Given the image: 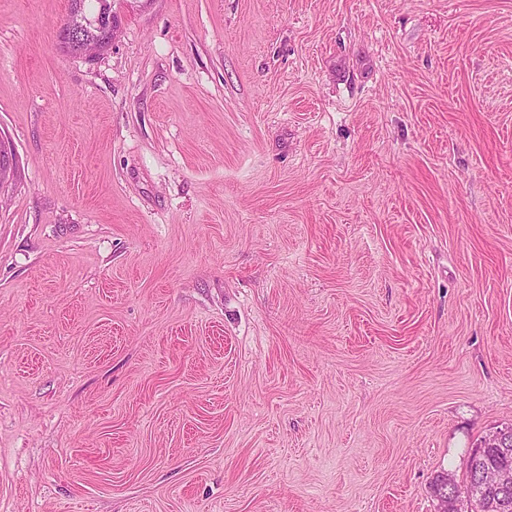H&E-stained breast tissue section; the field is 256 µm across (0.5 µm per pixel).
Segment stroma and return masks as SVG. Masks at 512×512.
Instances as JSON below:
<instances>
[{
    "instance_id": "stroma-1",
    "label": "stroma",
    "mask_w": 512,
    "mask_h": 512,
    "mask_svg": "<svg viewBox=\"0 0 512 512\" xmlns=\"http://www.w3.org/2000/svg\"><path fill=\"white\" fill-rule=\"evenodd\" d=\"M0 0V512H437L512 423V0ZM113 1L116 0H69L70 5L68 12L81 10L89 13H77L68 16L65 18V22L60 24L58 34H60L61 37L73 38L75 34L84 31L74 42H66L59 39L60 44L64 47L63 49L69 53H81V48L86 41L99 39V31H104L105 39L112 43L117 37L121 26L120 13L112 12L114 8L112 4ZM99 11L111 14V16L108 17V23H106V25L104 24L105 19L101 13L90 14ZM115 13L118 15V19ZM89 28H97L99 31H86Z\"/></svg>"
}]
</instances>
